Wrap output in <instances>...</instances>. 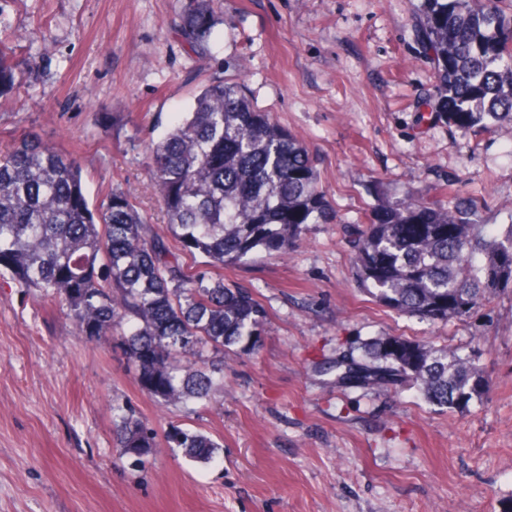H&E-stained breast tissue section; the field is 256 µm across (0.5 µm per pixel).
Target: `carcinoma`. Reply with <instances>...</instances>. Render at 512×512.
Listing matches in <instances>:
<instances>
[{
	"instance_id": "cac0c4a2",
	"label": "carcinoma",
	"mask_w": 512,
	"mask_h": 512,
	"mask_svg": "<svg viewBox=\"0 0 512 512\" xmlns=\"http://www.w3.org/2000/svg\"><path fill=\"white\" fill-rule=\"evenodd\" d=\"M509 3V10L501 7ZM215 0H182L180 33L202 54L220 22ZM415 29L435 68L430 112L474 135L512 127V0H416ZM15 47L0 38V97L19 92ZM148 187L180 249L203 258L192 273L151 228L128 191L90 203L78 159L37 137L0 152V270L58 302L79 335L94 341L126 327L120 342L139 388L168 405L209 397L226 351L256 354L265 311L252 291L224 281V268L264 253L284 257L310 224L337 221L316 160L245 80L213 78L189 112L150 140ZM476 202L412 194L373 204L348 231L357 282L379 304L430 324L462 320L512 288V224L496 232L474 219ZM361 357L354 356V349ZM349 347L331 368L367 387L416 383L424 399L469 408L490 386L475 354L433 351L401 336ZM121 454L159 447L136 411L113 409ZM169 448L209 463L221 445L169 424Z\"/></svg>"
}]
</instances>
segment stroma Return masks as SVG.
<instances>
[{
	"instance_id": "1",
	"label": "stroma",
	"mask_w": 512,
	"mask_h": 512,
	"mask_svg": "<svg viewBox=\"0 0 512 512\" xmlns=\"http://www.w3.org/2000/svg\"><path fill=\"white\" fill-rule=\"evenodd\" d=\"M209 52L179 30L181 0H0L22 93L0 97V151L34 135L75 155L86 192L133 193L167 235L146 190L145 142L210 79L244 77L317 160L336 211L288 257L225 268L266 313L257 354L224 358L209 398L159 407L116 337L79 336L57 303L0 272V512H512V292L471 318L429 325L376 303L352 279L345 235L375 199L469 193L476 218L512 222V128L477 136L418 120L434 67L411 0H219ZM403 336L464 354L492 377L464 411L412 384L344 388L326 361L359 340ZM211 436L212 464L159 447L122 458L114 406Z\"/></svg>"
}]
</instances>
